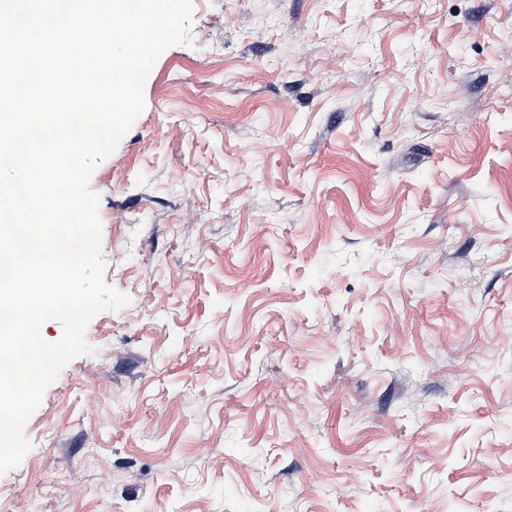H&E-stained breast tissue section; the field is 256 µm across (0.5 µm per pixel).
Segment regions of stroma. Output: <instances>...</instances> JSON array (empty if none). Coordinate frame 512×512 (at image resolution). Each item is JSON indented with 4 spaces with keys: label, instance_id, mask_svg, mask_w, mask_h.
I'll return each mask as SVG.
<instances>
[{
    "label": "stroma",
    "instance_id": "stroma-1",
    "mask_svg": "<svg viewBox=\"0 0 512 512\" xmlns=\"http://www.w3.org/2000/svg\"><path fill=\"white\" fill-rule=\"evenodd\" d=\"M192 5L0 512H512V0Z\"/></svg>",
    "mask_w": 512,
    "mask_h": 512
}]
</instances>
